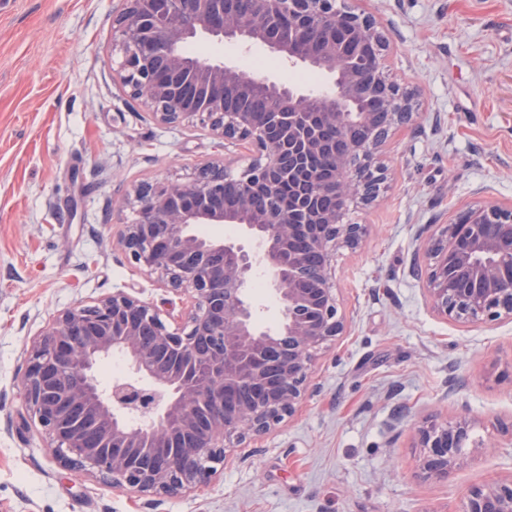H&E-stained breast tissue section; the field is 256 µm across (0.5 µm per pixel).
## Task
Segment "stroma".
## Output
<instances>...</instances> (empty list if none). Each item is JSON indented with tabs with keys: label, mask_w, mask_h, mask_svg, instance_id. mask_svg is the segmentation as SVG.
<instances>
[{
	"label": "stroma",
	"mask_w": 512,
	"mask_h": 512,
	"mask_svg": "<svg viewBox=\"0 0 512 512\" xmlns=\"http://www.w3.org/2000/svg\"><path fill=\"white\" fill-rule=\"evenodd\" d=\"M373 14L386 74L418 89L413 125L378 151L387 180L338 249L346 330L318 354L295 414L227 449L210 485L177 496L112 488L52 458L20 399L24 353L60 312L121 289L170 326L187 295L117 243L135 191L206 163L240 171L247 144L158 123L113 80L121 0H0V512H458L471 487L512 477V320L456 323L430 308L417 240L459 209L512 206V0H338ZM467 417L478 440L445 480L418 476L415 427Z\"/></svg>",
	"instance_id": "35a3bbf8"
}]
</instances>
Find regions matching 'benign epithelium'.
I'll return each mask as SVG.
<instances>
[{"label":"benign epithelium","instance_id":"1","mask_svg":"<svg viewBox=\"0 0 512 512\" xmlns=\"http://www.w3.org/2000/svg\"><path fill=\"white\" fill-rule=\"evenodd\" d=\"M303 20L283 37L282 15ZM336 0H124L120 83L163 124L199 121L254 154L238 173L206 165L187 182L160 177L136 191L134 219L120 242L141 270L157 274L194 303L169 326L151 304L123 291L57 315L27 348L21 397L47 435L60 466L114 488L177 495L210 484L224 463V442L261 436L291 417L309 385L315 354L343 334L333 282L336 249L361 247L367 228L344 223L350 206L376 200L386 179L368 184L388 130L418 112L411 94L385 79L387 44L376 20L348 16L336 41ZM211 37L260 46L294 68L327 73L317 94L268 75H247L232 61L187 53ZM366 130L355 138L349 129ZM292 207L277 201L283 189ZM469 231L451 220L419 243L431 309L454 322L512 319V208H467ZM231 225L234 238L202 237L199 226ZM263 271L280 321L261 323L249 290ZM312 273L315 288L300 287ZM280 354L269 371L272 352ZM121 356L123 377L103 386L101 362ZM419 477L446 479L467 451L498 444L472 438L471 422L436 417L417 426ZM155 464L142 466L137 453ZM461 512H512V477L471 488Z\"/></svg>","mask_w":512,"mask_h":512}]
</instances>
